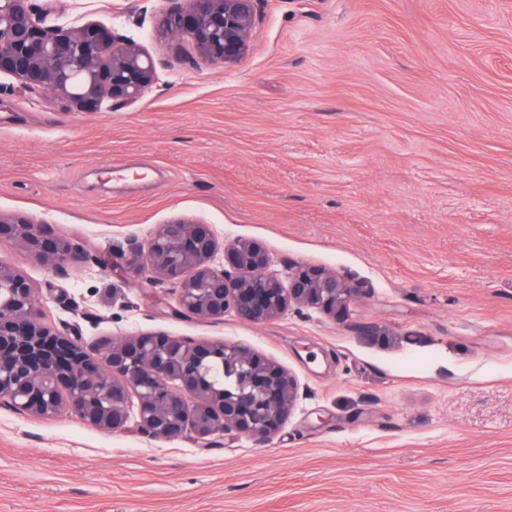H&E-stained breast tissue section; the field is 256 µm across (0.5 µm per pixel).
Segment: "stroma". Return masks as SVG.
<instances>
[{"label":"stroma","mask_w":512,"mask_h":512,"mask_svg":"<svg viewBox=\"0 0 512 512\" xmlns=\"http://www.w3.org/2000/svg\"><path fill=\"white\" fill-rule=\"evenodd\" d=\"M167 0H63L160 74L133 106L72 112L0 76V213L91 262L48 272L55 322L241 343L292 371L280 432L208 448L0 406V512H512V0H260L248 54L194 68ZM177 218L271 270L362 284L341 321L219 323L121 265Z\"/></svg>","instance_id":"35a3bbf8"}]
</instances>
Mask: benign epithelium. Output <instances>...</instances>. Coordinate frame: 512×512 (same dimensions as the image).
I'll return each instance as SVG.
<instances>
[{
  "label": "benign epithelium",
  "instance_id": "7a95c632",
  "mask_svg": "<svg viewBox=\"0 0 512 512\" xmlns=\"http://www.w3.org/2000/svg\"><path fill=\"white\" fill-rule=\"evenodd\" d=\"M0 0V74L20 88L47 92L74 112L134 105L158 80L140 43L93 21L45 24L57 0ZM260 0H169L159 34L193 51L182 62L226 67L248 52ZM11 241L59 273L89 255L45 225L0 214V242ZM147 271L178 292V313L222 322L278 319L311 309L341 321L362 292L338 273L300 264L285 276L255 241L221 242L210 224L174 219L144 243H131L124 271ZM300 385L277 362L248 347L169 333H138L89 343L77 324L45 321L44 300L22 271L0 265V406L120 432L134 424L148 440L216 435L271 440L295 409Z\"/></svg>",
  "mask_w": 512,
  "mask_h": 512
}]
</instances>
